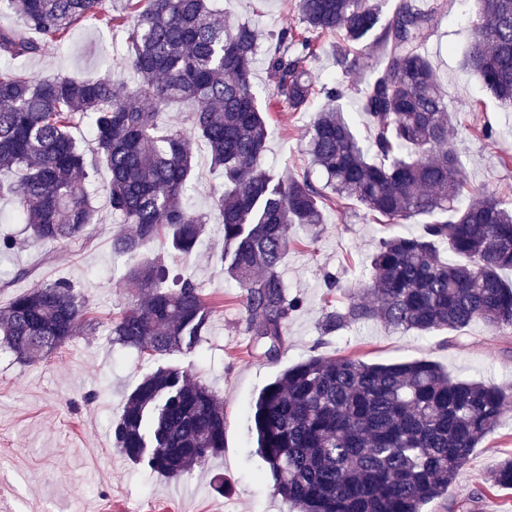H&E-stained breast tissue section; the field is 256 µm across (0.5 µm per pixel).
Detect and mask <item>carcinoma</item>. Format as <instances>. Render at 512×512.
Returning a JSON list of instances; mask_svg holds the SVG:
<instances>
[{
	"label": "carcinoma",
	"mask_w": 512,
	"mask_h": 512,
	"mask_svg": "<svg viewBox=\"0 0 512 512\" xmlns=\"http://www.w3.org/2000/svg\"><path fill=\"white\" fill-rule=\"evenodd\" d=\"M102 0H0L20 21L0 29V55L34 56L63 43ZM214 0H126L127 14L101 16L127 26V62L135 89L119 95L112 79L18 73L0 76V193L13 197L29 239L63 244L96 222L90 173L105 166L109 207L131 233L112 236V252L137 253L162 238L196 248L209 216L186 208L194 173L191 142L205 143L224 171L213 213L224 233L221 262L242 288L251 349L278 356L288 317L301 300L288 295L279 267L288 226L323 221L322 207L355 200L388 224L430 216L417 236L393 235L373 255L371 297H352L326 312L323 333L379 320L394 329L433 333L482 321L512 332V200L465 192L455 126L433 65L423 53L432 12L398 0L388 16L371 0H298L307 31L336 34L339 65L351 70L352 46L366 39L384 59L363 90L372 128L362 144L336 105L345 89L316 86L311 42L284 28L267 55L272 85L266 106L252 88L260 38L243 23L226 26ZM464 66L502 104L512 106V0H473ZM327 101L308 130L309 175L280 177L262 168L265 108L298 111L314 94ZM192 100L185 127L164 122L167 109ZM90 125L86 152L72 129ZM448 246V257L440 246ZM159 261L131 269L123 284L133 305L112 322V342L141 354L193 352L212 310L189 279L167 285ZM94 329L84 299L65 282H41L0 310V342L25 361L48 359ZM512 405V387L457 381L438 364H367L311 357L283 371L258 394L250 419L274 490L299 512H422L448 495L455 476ZM224 407L178 367L146 375L130 393L112 438L131 462L176 480L224 448ZM492 488H512V459L491 473Z\"/></svg>",
	"instance_id": "cac0c4a2"
}]
</instances>
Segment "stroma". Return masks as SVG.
Instances as JSON below:
<instances>
[{
	"label": "stroma",
	"instance_id": "35a3bbf8",
	"mask_svg": "<svg viewBox=\"0 0 512 512\" xmlns=\"http://www.w3.org/2000/svg\"><path fill=\"white\" fill-rule=\"evenodd\" d=\"M228 25L249 23L264 35L288 27L301 29L294 0H218ZM472 0H453L434 16V32L424 46L458 123L457 149L469 187L512 199V111L500 106L478 77L464 70ZM312 68L319 81L344 85L343 112L354 120L359 140L369 129L356 118L357 90L372 78L373 50L359 48V65L346 72L336 62L341 40L334 34L314 36ZM68 75L95 78L111 73L119 92L135 86L127 64L124 32L97 21L80 22L61 45H45L35 57L0 60V73ZM322 99L307 110L276 109L267 123L265 169L283 176L310 173L322 183L305 152L306 131ZM193 188L186 206L211 213L224 176L214 169L207 149L194 145ZM106 168L95 176L93 203L97 222L84 237L50 248L32 243L15 216L12 197H0V235L16 246L0 257V309L35 283L67 280L88 304L92 334L76 337L49 360L28 364L0 351V512H291L274 494L266 465L249 430L250 407L260 390L285 369L312 356L352 358L368 364L426 359L460 381L512 385V334L492 330L480 321L466 328L432 334L396 330L379 322L352 323L333 334L321 331L326 311L343 307L354 289L372 283L371 260L381 239L418 234L422 219L406 224L378 223L357 203L327 206L323 222L313 228L291 226L288 251L280 267L289 295L301 307L288 320L284 344L276 359L250 351L241 290L221 270L224 239L209 226L198 248L185 255L163 240L147 243L134 256L112 252V236L121 231L102 191ZM161 259L170 278L193 277L213 314L208 333L192 353L140 358L135 350L112 344L113 319L131 301L130 289L116 284L125 266ZM339 286H327L328 275ZM165 366L187 368L191 380L208 386L224 403V450L207 467L195 468L176 481L128 461L112 442V424L127 398L146 374ZM512 455V411L475 448L461 468L451 493L423 512H512V489L487 490L485 476ZM223 476V492L211 487Z\"/></svg>",
	"mask_w": 512,
	"mask_h": 512
}]
</instances>
